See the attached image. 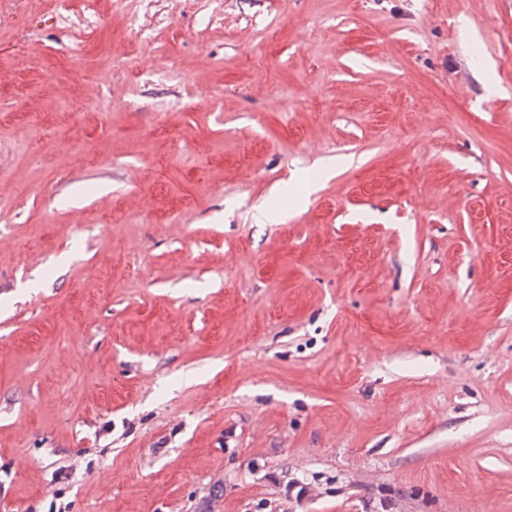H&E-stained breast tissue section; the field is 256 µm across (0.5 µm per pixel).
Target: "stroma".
<instances>
[{"label":"stroma","mask_w":512,"mask_h":512,"mask_svg":"<svg viewBox=\"0 0 512 512\" xmlns=\"http://www.w3.org/2000/svg\"><path fill=\"white\" fill-rule=\"evenodd\" d=\"M1 13L0 512H512V0Z\"/></svg>","instance_id":"1"}]
</instances>
